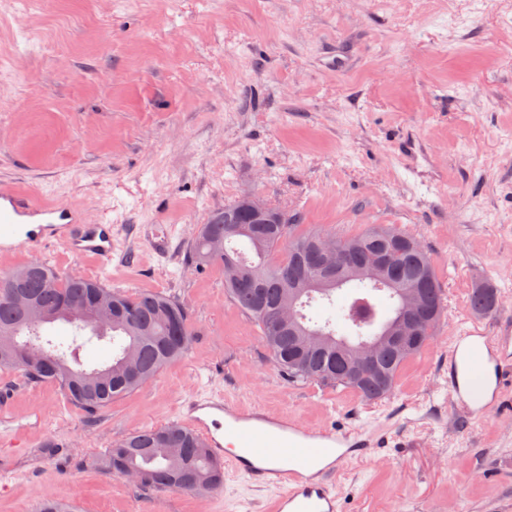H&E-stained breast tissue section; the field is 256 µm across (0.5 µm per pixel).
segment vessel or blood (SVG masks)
Listing matches in <instances>:
<instances>
[{"mask_svg":"<svg viewBox=\"0 0 512 512\" xmlns=\"http://www.w3.org/2000/svg\"><path fill=\"white\" fill-rule=\"evenodd\" d=\"M113 227L12 183H0V254L25 249L50 255L56 248L93 259L112 255ZM477 344L491 355V370L472 366L460 378L456 357ZM455 355L448 362V380L471 418L480 419L495 405L496 394L512 383V336L490 338L475 327L458 330ZM180 422L205 439L235 472L258 484L281 488L273 512H339L332 484L336 472L355 459L371 442L335 426L311 428L260 407L226 404L213 392L185 403Z\"/></svg>","mask_w":512,"mask_h":512,"instance_id":"b4317fda","label":"vessel or blood"}]
</instances>
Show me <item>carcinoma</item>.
Wrapping results in <instances>:
<instances>
[{
    "mask_svg": "<svg viewBox=\"0 0 512 512\" xmlns=\"http://www.w3.org/2000/svg\"><path fill=\"white\" fill-rule=\"evenodd\" d=\"M295 218L286 224H255L253 233L234 236L226 224L201 225L193 254L196 265L218 264L224 269V288L243 315L261 331L273 361L290 382L318 381L356 392L366 401L379 400L396 387L404 363L426 346L440 325L416 340L409 353L397 346L379 348L371 370L349 375V357L336 354V345L310 346L299 334L275 331L281 309L288 306L290 280L312 276L307 250L317 246L321 233H295ZM224 239V251L238 263L233 274L222 257L209 253L208 239ZM359 263L380 254L392 255L387 281H349L341 290H314L299 304L298 322L308 330L353 344L369 343L376 327L398 310L396 289H421L422 313L444 316L442 288L427 251L419 239L395 225H374L359 235L339 236ZM283 252L280 261L269 257ZM499 304L489 284L472 289L469 307L486 315ZM71 327L60 336L55 325ZM105 343L111 356L92 367L82 353L93 342ZM191 343L186 308L173 296L143 291L129 295L96 280L62 275L38 261L0 278V371L18 369L34 383L58 384L71 404L95 417L112 401L147 384L170 361L183 357ZM108 475L140 471L143 489L178 488L213 491L224 484L223 463L207 442L186 427L171 423L144 429L112 442L97 459Z\"/></svg>",
    "mask_w": 512,
    "mask_h": 512,
    "instance_id": "carcinoma-1",
    "label": "carcinoma"
}]
</instances>
